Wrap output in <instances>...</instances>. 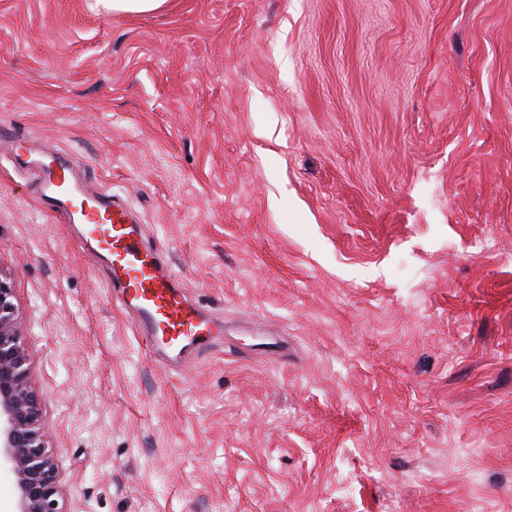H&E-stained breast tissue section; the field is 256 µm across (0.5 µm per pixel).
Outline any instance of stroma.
I'll return each mask as SVG.
<instances>
[{
    "label": "stroma",
    "mask_w": 512,
    "mask_h": 512,
    "mask_svg": "<svg viewBox=\"0 0 512 512\" xmlns=\"http://www.w3.org/2000/svg\"><path fill=\"white\" fill-rule=\"evenodd\" d=\"M89 3L0 0V127L224 334L166 368L0 157L63 512H512V0ZM169 0H95L96 8L110 14L151 13L162 10Z\"/></svg>",
    "instance_id": "obj_1"
}]
</instances>
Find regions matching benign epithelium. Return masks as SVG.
Masks as SVG:
<instances>
[{
    "instance_id": "1",
    "label": "benign epithelium",
    "mask_w": 512,
    "mask_h": 512,
    "mask_svg": "<svg viewBox=\"0 0 512 512\" xmlns=\"http://www.w3.org/2000/svg\"><path fill=\"white\" fill-rule=\"evenodd\" d=\"M11 284L0 278V460L17 480L16 512H62L58 471L32 389L25 333Z\"/></svg>"
}]
</instances>
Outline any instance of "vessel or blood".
<instances>
[{"instance_id":"1","label":"vessel or blood","mask_w":512,"mask_h":512,"mask_svg":"<svg viewBox=\"0 0 512 512\" xmlns=\"http://www.w3.org/2000/svg\"><path fill=\"white\" fill-rule=\"evenodd\" d=\"M36 178L40 204L81 225L82 246L106 261L122 309L163 362H188L221 335L220 325L187 301L173 270L145 247L129 211L111 195L90 190L56 148H42Z\"/></svg>"}]
</instances>
